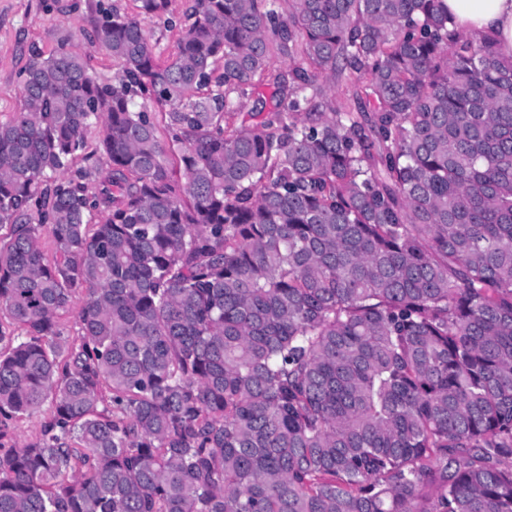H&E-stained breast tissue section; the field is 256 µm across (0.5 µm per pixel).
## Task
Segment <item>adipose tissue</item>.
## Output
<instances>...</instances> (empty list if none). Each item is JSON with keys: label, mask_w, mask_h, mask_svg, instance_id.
<instances>
[{"label": "adipose tissue", "mask_w": 512, "mask_h": 512, "mask_svg": "<svg viewBox=\"0 0 512 512\" xmlns=\"http://www.w3.org/2000/svg\"><path fill=\"white\" fill-rule=\"evenodd\" d=\"M455 27L493 34L503 57L512 59V0H446Z\"/></svg>", "instance_id": "1"}]
</instances>
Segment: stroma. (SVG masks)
<instances>
[{
  "instance_id": "obj_1",
  "label": "stroma",
  "mask_w": 512,
  "mask_h": 512,
  "mask_svg": "<svg viewBox=\"0 0 512 512\" xmlns=\"http://www.w3.org/2000/svg\"><path fill=\"white\" fill-rule=\"evenodd\" d=\"M113 8L135 16L157 52L169 56L176 50V27L189 0H170L167 19L140 12L136 0H109ZM88 0H0V121L9 120L20 104L19 74L32 49L48 53L62 37H69L73 51L81 55L102 80L119 71L112 58L102 55L81 35L86 25Z\"/></svg>"
}]
</instances>
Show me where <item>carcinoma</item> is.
I'll return each instance as SVG.
<instances>
[{
	"label": "carcinoma",
	"mask_w": 512,
	"mask_h": 512,
	"mask_svg": "<svg viewBox=\"0 0 512 512\" xmlns=\"http://www.w3.org/2000/svg\"><path fill=\"white\" fill-rule=\"evenodd\" d=\"M187 18L91 0L118 74L34 49L0 122V512H512V61L445 0ZM107 2L121 13L136 16L151 37V42L155 45L156 51L160 52L163 57L166 58L176 51L178 22L182 19L189 0H170L168 14L162 19L141 13L138 8L140 3L135 2V0H107ZM166 18H171L174 24H177V27L167 26V23H164ZM49 405H44L38 411L25 416L16 423L12 428L13 440L19 444L35 441L39 436L41 426L49 413Z\"/></svg>",
	"instance_id": "cac0c4a2"
}]
</instances>
